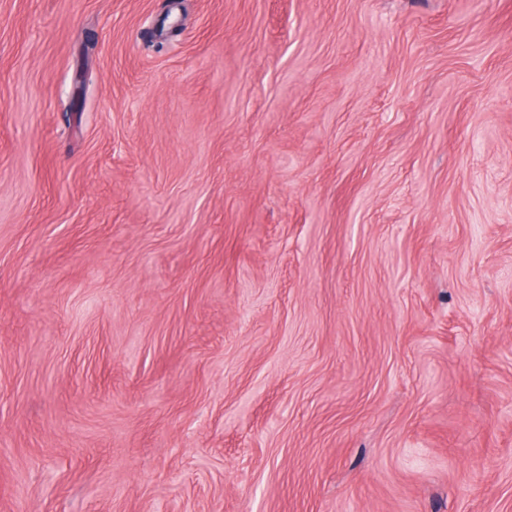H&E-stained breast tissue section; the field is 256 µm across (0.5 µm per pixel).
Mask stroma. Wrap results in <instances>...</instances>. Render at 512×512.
Instances as JSON below:
<instances>
[{"mask_svg":"<svg viewBox=\"0 0 512 512\" xmlns=\"http://www.w3.org/2000/svg\"><path fill=\"white\" fill-rule=\"evenodd\" d=\"M0 512H512V0H0Z\"/></svg>","mask_w":512,"mask_h":512,"instance_id":"stroma-1","label":"stroma"}]
</instances>
